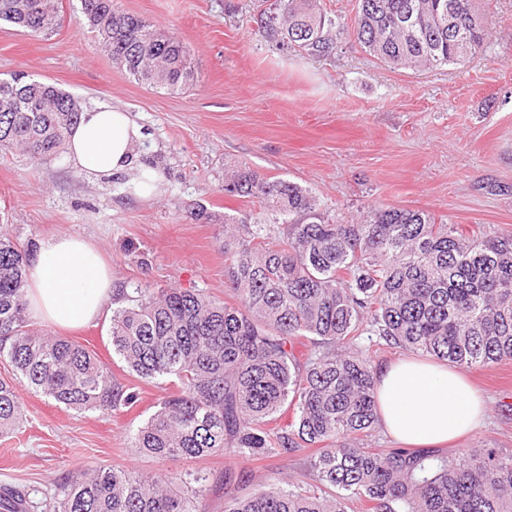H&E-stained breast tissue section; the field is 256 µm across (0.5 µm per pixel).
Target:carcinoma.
<instances>
[{
    "label": "carcinoma",
    "instance_id": "1",
    "mask_svg": "<svg viewBox=\"0 0 512 512\" xmlns=\"http://www.w3.org/2000/svg\"><path fill=\"white\" fill-rule=\"evenodd\" d=\"M99 46L135 80L176 92L194 80L180 37L121 9L78 0ZM57 0H0V22L47 36ZM280 47L334 53L345 26L320 0H279L257 19ZM479 0H358L353 35L393 68L458 65L489 31ZM81 101L16 74L0 79V153L55 157ZM224 193L260 212L224 215L226 287L233 302L201 290L115 289L112 351L146 383L164 381L159 408L131 436L159 460L229 451L249 461L314 448L318 486L280 479L250 495L225 492L224 512H512V452L465 448L448 459L424 448H374L376 394L368 346L458 367L512 360V230L465 231L424 210L371 209L329 222L309 190L247 168ZM34 243L0 235V437L18 430L26 387L77 412H119L138 400L80 343L50 336L28 317L25 266ZM312 346L304 358L296 345ZM292 413L283 421V415ZM208 478L99 468L56 481L53 512H199Z\"/></svg>",
    "mask_w": 512,
    "mask_h": 512
}]
</instances>
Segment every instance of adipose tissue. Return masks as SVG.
<instances>
[{"instance_id":"obj_1","label":"adipose tissue","mask_w":512,"mask_h":512,"mask_svg":"<svg viewBox=\"0 0 512 512\" xmlns=\"http://www.w3.org/2000/svg\"><path fill=\"white\" fill-rule=\"evenodd\" d=\"M145 134L129 113L97 107L82 113L66 146L74 166L92 181L129 170L137 195L157 193L160 178L143 160ZM26 307L56 328L97 321L112 299V269L88 240L60 234L38 243L27 271ZM377 413L385 432L408 446H436L461 438L484 421L488 407L468 378L442 362L415 357L375 369Z\"/></svg>"}]
</instances>
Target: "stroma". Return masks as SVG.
I'll return each mask as SVG.
<instances>
[{
	"instance_id": "1",
	"label": "stroma",
	"mask_w": 512,
	"mask_h": 512,
	"mask_svg": "<svg viewBox=\"0 0 512 512\" xmlns=\"http://www.w3.org/2000/svg\"><path fill=\"white\" fill-rule=\"evenodd\" d=\"M58 3L62 25L52 35L0 23V78L29 74L84 108L131 113L148 135L146 158L161 187L140 197L128 193L124 175L89 181L64 152L39 164L0 156V231L20 241L80 236L100 249L117 282L227 299L219 219L259 208L256 199L224 193L225 172L240 166L298 183L338 221L383 205L425 210L466 229L512 228V0H481L491 29L479 55L421 71L391 69L351 38L323 59L277 48L256 22L276 0H118L188 47L196 79L176 93L129 77L95 42L77 0ZM110 325L106 314L66 336L135 387L131 408L80 413L19 390L26 420L15 438L0 439V485L24 494L28 512H52L56 481L88 467L160 468L129 438L165 390L127 373L112 351ZM466 375L487 401L488 421L440 454L477 444L512 452V361ZM309 454L298 448L252 462L227 453L167 468L206 474L200 512H224L225 469L241 494L281 476L310 488Z\"/></svg>"
}]
</instances>
